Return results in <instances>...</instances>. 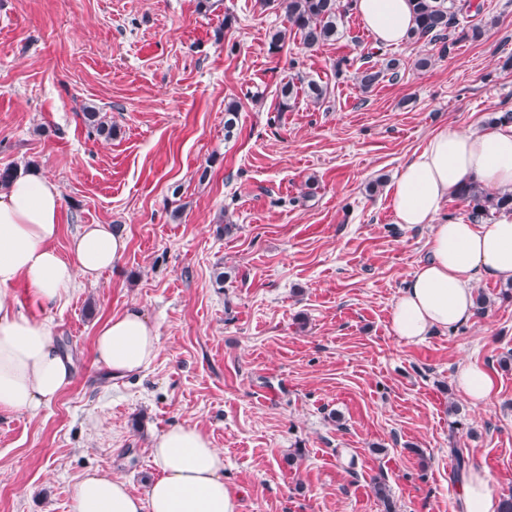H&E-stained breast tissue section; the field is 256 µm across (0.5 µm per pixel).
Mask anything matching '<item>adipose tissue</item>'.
I'll return each instance as SVG.
<instances>
[{
  "mask_svg": "<svg viewBox=\"0 0 512 512\" xmlns=\"http://www.w3.org/2000/svg\"><path fill=\"white\" fill-rule=\"evenodd\" d=\"M353 8L380 45H400L415 25L410 0H354ZM470 179L492 192L512 191V123L472 132L436 130L391 186L397 223L430 227L428 258L413 271L390 315L391 332L404 343L470 320L477 279L512 282V213L489 224L438 219ZM61 206L58 187L33 173L0 187V293L22 283L37 305L56 309L69 302L78 280L97 281L122 257L127 240L109 224L81 225L70 239L69 257H62L54 247ZM159 351L156 329L136 306L96 331L97 360L116 378L144 371ZM455 382L475 406L496 394L494 376L473 363L459 365ZM70 383L69 360L50 324L24 316L0 297V411L38 412ZM151 455L158 475L146 497L134 495L122 479L89 471L74 487L72 512H237V496L224 483V452L199 426L176 424L154 435ZM498 505L491 473L471 467L459 512H497Z\"/></svg>",
  "mask_w": 512,
  "mask_h": 512,
  "instance_id": "obj_1",
  "label": "adipose tissue"
}]
</instances>
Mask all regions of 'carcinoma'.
<instances>
[{
  "label": "carcinoma",
  "instance_id": "carcinoma-1",
  "mask_svg": "<svg viewBox=\"0 0 512 512\" xmlns=\"http://www.w3.org/2000/svg\"><path fill=\"white\" fill-rule=\"evenodd\" d=\"M265 8L272 3L283 11L286 26L275 30L270 36L269 48L279 50L285 44L288 32L300 35L306 48L319 47L334 40L338 23L349 12V3L345 0H258ZM416 27L410 38L427 44L448 36V26L454 13L448 6V0H412ZM400 62L391 58L378 68L370 66L358 76L364 90L372 88L387 74H396ZM297 84L288 81L279 90V110L284 112L296 100ZM458 197L468 201L471 207V219L478 221L490 216L491 212H512V193L495 195L487 192L478 183L468 181L459 190Z\"/></svg>",
  "mask_w": 512,
  "mask_h": 512
}]
</instances>
